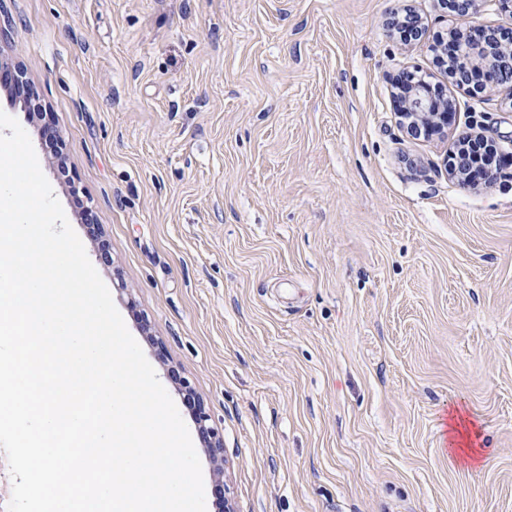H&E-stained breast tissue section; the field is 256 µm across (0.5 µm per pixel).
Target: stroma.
<instances>
[{
	"label": "stroma",
	"mask_w": 512,
	"mask_h": 512,
	"mask_svg": "<svg viewBox=\"0 0 512 512\" xmlns=\"http://www.w3.org/2000/svg\"><path fill=\"white\" fill-rule=\"evenodd\" d=\"M454 24L443 0H0L42 112L4 87L0 110L175 402L207 512H512V95L449 82ZM412 69L455 104L427 136L399 116ZM468 130L490 186L446 170ZM454 412L478 459L449 452ZM196 421L199 430L210 439V451L213 456L223 459L224 458V439L219 436L214 429L208 427L206 422L210 420L209 415L206 413L204 406L198 402L195 406Z\"/></svg>",
	"instance_id": "35a3bbf8"
}]
</instances>
